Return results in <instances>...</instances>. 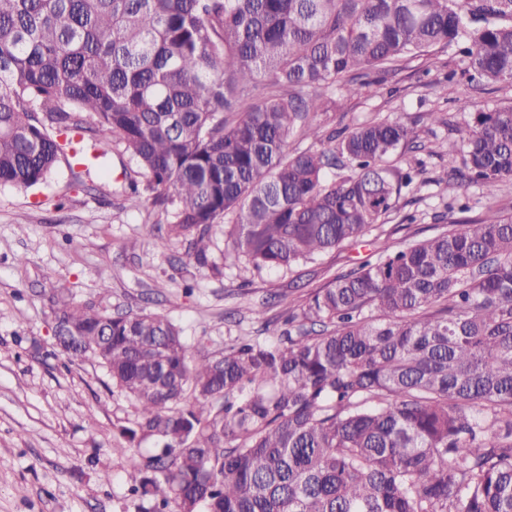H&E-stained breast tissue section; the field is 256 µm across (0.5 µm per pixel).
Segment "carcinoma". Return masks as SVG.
I'll use <instances>...</instances> for the list:
<instances>
[{"instance_id":"obj_1","label":"carcinoma","mask_w":512,"mask_h":512,"mask_svg":"<svg viewBox=\"0 0 512 512\" xmlns=\"http://www.w3.org/2000/svg\"><path fill=\"white\" fill-rule=\"evenodd\" d=\"M453 49L468 79L512 84V0H0V187L31 188L112 144L129 208L221 269L212 230L255 270L362 241L417 172L385 160L420 139L381 119L288 151L308 116L363 93L404 56ZM492 196L512 177V105L440 144ZM333 278L273 341L196 360L167 316L51 298L69 362L97 361L133 403L141 512H512V215L451 221Z\"/></svg>"}]
</instances>
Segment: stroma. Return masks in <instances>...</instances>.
I'll return each instance as SVG.
<instances>
[{
    "label": "stroma",
    "mask_w": 512,
    "mask_h": 512,
    "mask_svg": "<svg viewBox=\"0 0 512 512\" xmlns=\"http://www.w3.org/2000/svg\"><path fill=\"white\" fill-rule=\"evenodd\" d=\"M463 67L449 49L403 58L369 74L361 96L321 116L327 134L390 114L408 125L426 112L446 119L423 134L422 148L389 157L391 172L416 167L420 174L372 236L397 247L433 237L461 192L470 200L468 218L512 213V179L491 197L476 184L458 189L440 153L441 141L458 139L471 108L512 103L510 84L471 87L462 79L440 94L437 81ZM121 172L113 162L75 189L62 166L38 187L0 188V512H140L130 476L155 450L152 440L134 447L120 436L134 407L106 367L91 360L71 365L57 355L50 295L68 288L77 300L112 312L165 314L200 358L237 336L273 339L286 307L302 305L310 291L354 270L371 252L354 244L291 273L228 264L216 276L188 263L186 243L167 241V225L152 206L122 208ZM270 296L267 323L252 319L249 308Z\"/></svg>",
    "instance_id": "1"
}]
</instances>
